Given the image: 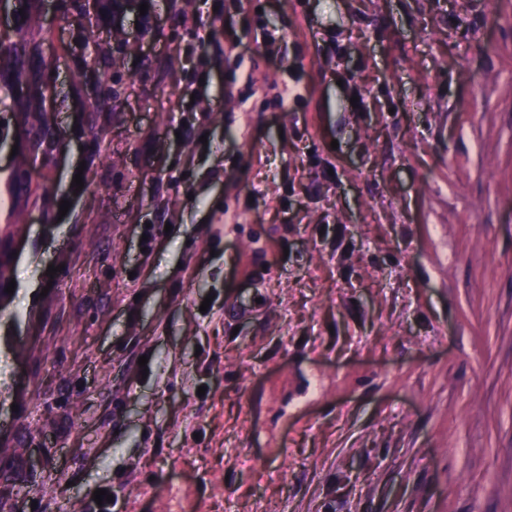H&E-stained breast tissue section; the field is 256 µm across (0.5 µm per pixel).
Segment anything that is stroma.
<instances>
[{"instance_id": "stroma-1", "label": "stroma", "mask_w": 512, "mask_h": 512, "mask_svg": "<svg viewBox=\"0 0 512 512\" xmlns=\"http://www.w3.org/2000/svg\"><path fill=\"white\" fill-rule=\"evenodd\" d=\"M141 2L17 0L70 208L0 312V512H512V0ZM120 94L118 89L114 86H109L98 98H96L90 105L88 106V117H87V136L91 139V144L93 146V152L97 151V148L100 147L98 133L96 131L97 126V114L100 112H109L112 110V105L116 103Z\"/></svg>"}]
</instances>
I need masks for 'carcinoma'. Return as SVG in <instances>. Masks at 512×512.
Returning <instances> with one entry per match:
<instances>
[{
	"mask_svg": "<svg viewBox=\"0 0 512 512\" xmlns=\"http://www.w3.org/2000/svg\"><path fill=\"white\" fill-rule=\"evenodd\" d=\"M44 57L37 45L12 43L0 48V102L13 97V77L24 74L32 80L42 79ZM119 98V91L111 86L88 106L87 136L91 138L93 148L100 147L97 126V114L109 112ZM56 114L38 106L32 112L22 113L21 122L14 125L10 122H0V141L14 137L23 139L29 155L19 159V168L28 163V156L39 157L44 165H49L58 153L61 144L55 136ZM9 203L7 207L8 220L0 224V310L10 300V294L5 292L6 286L12 279L13 261L8 256L10 241L21 234L28 207L40 205L49 208L46 196V184L31 186L23 177L18 176L7 187Z\"/></svg>",
	"mask_w": 512,
	"mask_h": 512,
	"instance_id": "cac0c4a2",
	"label": "carcinoma"
}]
</instances>
